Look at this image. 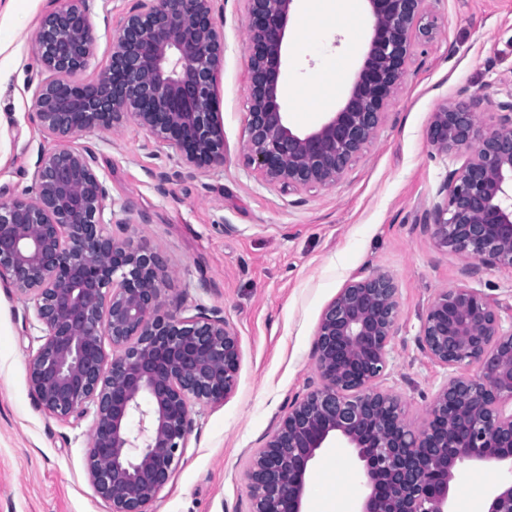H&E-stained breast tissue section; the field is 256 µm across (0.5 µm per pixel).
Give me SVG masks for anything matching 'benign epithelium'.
Segmentation results:
<instances>
[{
  "label": "benign epithelium",
  "instance_id": "1",
  "mask_svg": "<svg viewBox=\"0 0 512 512\" xmlns=\"http://www.w3.org/2000/svg\"><path fill=\"white\" fill-rule=\"evenodd\" d=\"M214 0H139L112 38L105 79L80 82L93 55L88 11L59 6L34 40L47 73L33 95L45 138L114 130L130 120L186 166L224 163L217 77L224 31ZM250 104L245 160L288 190L335 184L377 133L413 46L426 0H365L374 23L363 65L336 111L308 132L283 112L282 46L296 0H245ZM472 95L439 106L428 130L440 154L464 150L426 211L435 245L485 266L512 269V89L490 122ZM95 152L41 156L31 189L0 201V280L32 303L43 336L29 356L37 404L60 420L93 413L85 468L109 512H154L183 455L194 407L237 387L239 338L215 309L171 306L159 255L105 218L110 196ZM114 225L119 233L107 231ZM392 275L350 280L323 310L314 344L318 384L296 397L247 470L252 512H304L317 451L333 438L363 462L355 512H453L463 465L512 473V316L466 283L440 290L418 334L445 367L478 366L436 391L422 427L378 380L399 325ZM112 351H107V348ZM483 512H512V482L493 485Z\"/></svg>",
  "mask_w": 512,
  "mask_h": 512
}]
</instances>
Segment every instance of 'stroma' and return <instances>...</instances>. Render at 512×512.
<instances>
[{
	"mask_svg": "<svg viewBox=\"0 0 512 512\" xmlns=\"http://www.w3.org/2000/svg\"><path fill=\"white\" fill-rule=\"evenodd\" d=\"M61 0H0V191L30 189L40 156L91 146L112 208L127 219L126 238L157 252L180 306L222 312L239 338L235 392L193 413L187 447L155 512H250L246 471L295 396L316 382L313 347L323 309L360 271L391 274L399 289V332L380 385L401 397L406 418L421 425L432 395L449 376L473 378V366L444 368L420 348L421 319L435 295L460 281L501 306L512 305V269L469 265L438 249L423 217L465 154L437 153L431 114L445 102L480 96L492 111L512 88V0H427L433 37L415 36L404 82L376 135L335 185L286 191L244 162L249 107L245 0H214L224 29L218 81L224 162L188 169L146 128L127 122L65 139L44 138L32 107L42 78L33 49L41 19ZM138 0H85L95 26L94 81L110 62L112 37ZM372 18L292 11L283 82L291 128L308 131L335 111L368 51ZM327 101L310 111L312 87ZM41 326L30 303L0 282V512H107L85 470L92 417L64 422L31 396L27 361ZM362 462L332 440L307 481L305 512H339L361 493ZM501 477L492 466H462L455 500L486 494Z\"/></svg>",
	"mask_w": 512,
	"mask_h": 512,
	"instance_id": "obj_1",
	"label": "stroma"
}]
</instances>
